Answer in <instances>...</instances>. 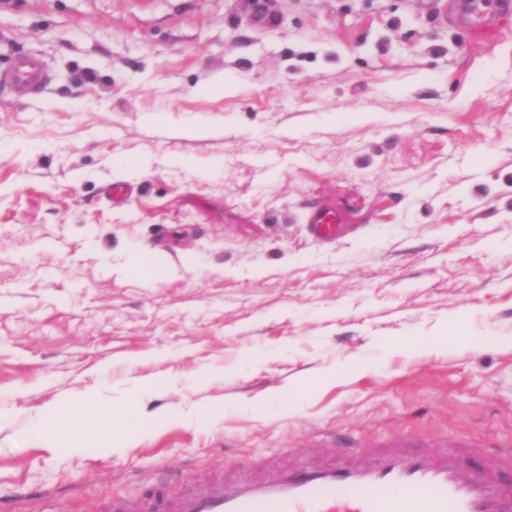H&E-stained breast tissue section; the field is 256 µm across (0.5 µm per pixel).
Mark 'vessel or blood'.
<instances>
[{
    "mask_svg": "<svg viewBox=\"0 0 512 512\" xmlns=\"http://www.w3.org/2000/svg\"><path fill=\"white\" fill-rule=\"evenodd\" d=\"M471 42H493L512 0H452ZM20 94L47 76L32 55L8 73ZM512 451L464 439L454 447L397 439L373 456L350 450L302 467L269 464L263 478L229 473L193 483L180 496L153 492L146 512H512Z\"/></svg>",
    "mask_w": 512,
    "mask_h": 512,
    "instance_id": "vessel-or-blood-1",
    "label": "vessel or blood"
}]
</instances>
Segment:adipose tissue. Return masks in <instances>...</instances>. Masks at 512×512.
Wrapping results in <instances>:
<instances>
[{
    "label": "adipose tissue",
    "instance_id": "adipose-tissue-1",
    "mask_svg": "<svg viewBox=\"0 0 512 512\" xmlns=\"http://www.w3.org/2000/svg\"><path fill=\"white\" fill-rule=\"evenodd\" d=\"M478 344L467 317L455 315L435 335L404 336L389 340L388 349L401 353L436 351L448 344ZM155 421L152 416L132 410L131 406L105 401L92 391L79 397L45 406L27 425L31 441L62 452L83 448H130L149 436Z\"/></svg>",
    "mask_w": 512,
    "mask_h": 512
}]
</instances>
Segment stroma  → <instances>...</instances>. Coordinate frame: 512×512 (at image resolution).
Listing matches in <instances>:
<instances>
[{
	"label": "stroma",
	"instance_id": "stroma-1",
	"mask_svg": "<svg viewBox=\"0 0 512 512\" xmlns=\"http://www.w3.org/2000/svg\"><path fill=\"white\" fill-rule=\"evenodd\" d=\"M271 2L273 27L254 0H0V72L50 76L0 83V512H138L163 469L174 493L334 437L512 446V24L478 46L449 0ZM458 313L489 344L384 346ZM91 390L158 426L27 438ZM9 78L15 84L17 91L22 94L39 93L47 84V76L39 62L33 55L17 57L10 71L1 76V80Z\"/></svg>",
	"mask_w": 512,
	"mask_h": 512
}]
</instances>
